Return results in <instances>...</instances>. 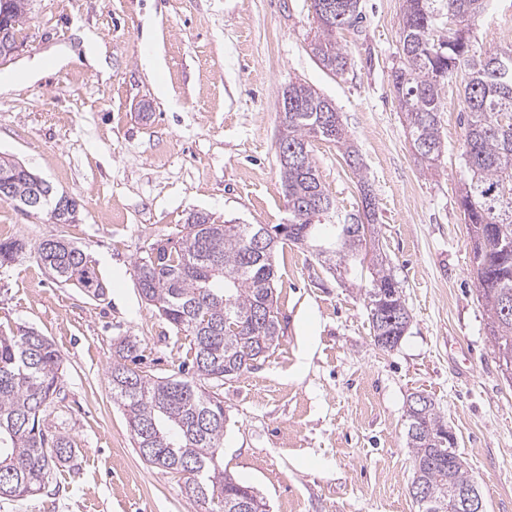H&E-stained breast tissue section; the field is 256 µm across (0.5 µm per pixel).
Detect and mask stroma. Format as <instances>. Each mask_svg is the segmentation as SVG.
<instances>
[{
	"instance_id": "stroma-1",
	"label": "stroma",
	"mask_w": 512,
	"mask_h": 512,
	"mask_svg": "<svg viewBox=\"0 0 512 512\" xmlns=\"http://www.w3.org/2000/svg\"><path fill=\"white\" fill-rule=\"evenodd\" d=\"M360 9V26L337 35L351 65L336 75L309 49L312 0H33L22 46L0 66V155L78 210L74 223L53 224L0 200V224L13 225L26 247L0 267V325L34 329L61 352L64 377L47 422L79 456L55 468L41 494L0 498V512H205L182 475L144 462L108 368L123 338L136 341L146 374L168 377L191 361L188 341L146 303L133 274L153 243L196 213L287 223L276 142L291 82L340 112L359 167L322 140L313 159L339 214H362L368 182L411 321L396 348H379L363 295L312 249L280 243L279 341L218 388L221 465L269 512H416L406 411L422 392L453 432L486 512H512V382L487 335L458 206L466 74L443 89V155L424 172L391 86L402 0H360ZM88 32L102 68L84 53ZM472 43L512 49V0H490ZM153 45L163 60L156 79L140 64ZM51 235L84 250L103 296L59 283L37 263L32 249Z\"/></svg>"
}]
</instances>
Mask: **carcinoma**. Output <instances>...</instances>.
<instances>
[{
	"mask_svg": "<svg viewBox=\"0 0 512 512\" xmlns=\"http://www.w3.org/2000/svg\"><path fill=\"white\" fill-rule=\"evenodd\" d=\"M27 0H0V22L25 14ZM336 10L316 15L310 50L323 68L343 74L349 53L336 34L353 26L359 0H333ZM487 0H403L399 55L391 78L398 107L406 117L408 136L426 167L441 153L442 90L459 69L467 79L465 139L461 158L466 177L458 198L468 226L471 273L478 299L487 312L493 351L512 349V50L481 53L468 33ZM451 13L456 28L446 48L431 50L442 16ZM277 149L306 148L312 142H334L354 162L356 150L334 105L312 88L289 83L282 91ZM290 212L289 230L266 236V250L252 248L256 224L216 223L207 214L188 219L177 240H167L140 257L134 266L141 296L178 333L189 339L193 373L189 377L154 378L122 363L135 348L130 341L115 347L109 372L112 397L123 409L137 448H153L146 462L169 472L189 473L187 496L212 503L209 512H241L248 499L252 512H267L266 503L249 486L237 482L217 464L224 447V400L203 382L224 384L239 377L243 358L267 355L279 340L274 254L282 240L317 251L323 263L349 275L364 265L365 228L346 220L334 225L329 240L319 239L320 218L336 205L321 182L312 154L305 163H280ZM45 207L51 223L72 215L57 211L60 200L50 185ZM17 241H0V266L16 261ZM40 264L55 279L94 294L102 282L85 253L59 235L34 247ZM364 302L375 345L395 347L405 334L410 312L398 281L385 264L371 259ZM384 336L393 337L386 346ZM63 358L55 344L33 329L0 332V498L32 496L45 488L51 471L76 457L70 437L48 426V410L60 392ZM407 444L414 456L411 486L424 492L413 499L417 512H465L462 493L471 485L457 450H448V425L430 398L407 410Z\"/></svg>",
	"mask_w": 512,
	"mask_h": 512,
	"instance_id": "1",
	"label": "carcinoma"
}]
</instances>
